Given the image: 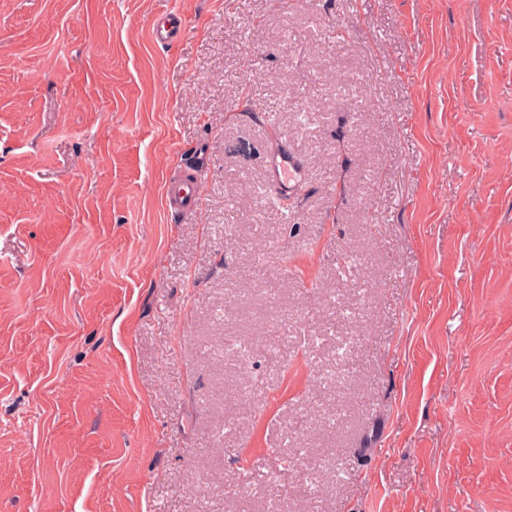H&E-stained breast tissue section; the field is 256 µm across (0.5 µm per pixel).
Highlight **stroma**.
Here are the masks:
<instances>
[{
    "label": "stroma",
    "mask_w": 512,
    "mask_h": 512,
    "mask_svg": "<svg viewBox=\"0 0 512 512\" xmlns=\"http://www.w3.org/2000/svg\"><path fill=\"white\" fill-rule=\"evenodd\" d=\"M0 512H512V0H0ZM302 176V166L292 155L281 149H275L269 160L270 181L279 186L293 189ZM166 199L169 207L177 213H191L197 203L193 183L185 179L169 181L166 187Z\"/></svg>",
    "instance_id": "1"
}]
</instances>
